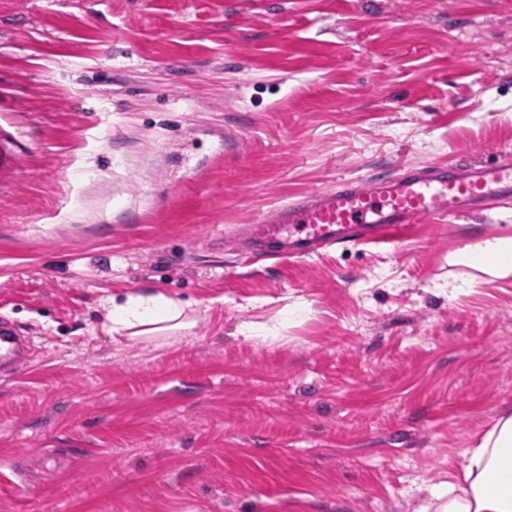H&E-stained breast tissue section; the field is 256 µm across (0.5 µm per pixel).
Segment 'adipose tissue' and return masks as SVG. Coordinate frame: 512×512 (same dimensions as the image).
Instances as JSON below:
<instances>
[{
  "instance_id": "ef3b65f1",
  "label": "adipose tissue",
  "mask_w": 512,
  "mask_h": 512,
  "mask_svg": "<svg viewBox=\"0 0 512 512\" xmlns=\"http://www.w3.org/2000/svg\"><path fill=\"white\" fill-rule=\"evenodd\" d=\"M465 265L496 280L512 278V235L480 237L452 254ZM182 302L151 290L108 301L116 334L145 335L177 328ZM462 485L434 488L435 512H512V410L501 412L464 452Z\"/></svg>"
}]
</instances>
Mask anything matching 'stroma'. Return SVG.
I'll list each match as a JSON object with an SVG mask.
<instances>
[{"instance_id":"35a3bbf8","label":"stroma","mask_w":512,"mask_h":512,"mask_svg":"<svg viewBox=\"0 0 512 512\" xmlns=\"http://www.w3.org/2000/svg\"><path fill=\"white\" fill-rule=\"evenodd\" d=\"M0 126L32 359L0 376V512H423L512 408V278L441 289L512 208L288 259L235 238L341 176L512 157V0H0ZM146 288L193 327L113 335ZM13 141H9L4 130H0V184L5 179L13 178L19 167L21 150L18 139L12 135Z\"/></svg>"}]
</instances>
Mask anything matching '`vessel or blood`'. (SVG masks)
<instances>
[{"label": "vessel or blood", "mask_w": 512, "mask_h": 512, "mask_svg": "<svg viewBox=\"0 0 512 512\" xmlns=\"http://www.w3.org/2000/svg\"><path fill=\"white\" fill-rule=\"evenodd\" d=\"M21 150L0 130V182L13 178ZM512 201V165L485 162L448 167L427 164L404 174L360 181L337 178L327 187L283 204L244 225L254 257L311 254L353 238L399 242L414 224L499 208ZM15 324L0 317V372L15 374L28 362Z\"/></svg>", "instance_id": "vessel-or-blood-1"}]
</instances>
